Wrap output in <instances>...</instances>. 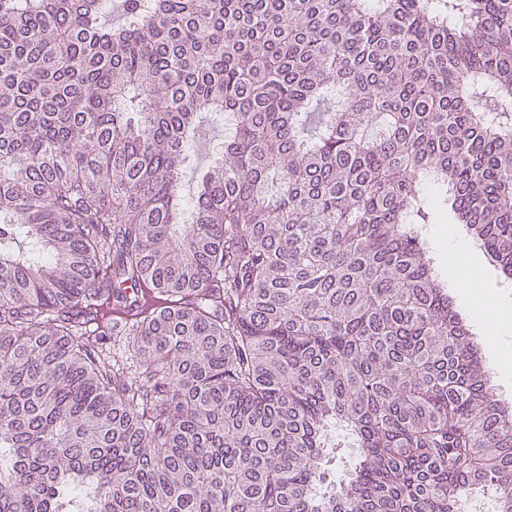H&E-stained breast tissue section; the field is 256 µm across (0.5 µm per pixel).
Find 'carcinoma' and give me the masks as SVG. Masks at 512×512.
<instances>
[{
	"label": "carcinoma",
	"mask_w": 512,
	"mask_h": 512,
	"mask_svg": "<svg viewBox=\"0 0 512 512\" xmlns=\"http://www.w3.org/2000/svg\"><path fill=\"white\" fill-rule=\"evenodd\" d=\"M107 7L0 0V512H512L426 250L450 214L512 283V0ZM221 140H224V126H219L210 131V141L207 146L201 144L196 147L193 162L181 174V189L186 196L193 192V188L196 187L201 174L209 164L213 148ZM110 311L111 309L104 311L103 324L111 326L114 322H118L119 325L114 328L116 330L112 331L111 336H106L104 340L100 341L103 344L98 345L99 353L114 371L126 378L133 377L136 373L137 357L132 350L131 339L124 333L125 320L116 313H112L110 316Z\"/></svg>",
	"instance_id": "carcinoma-1"
}]
</instances>
